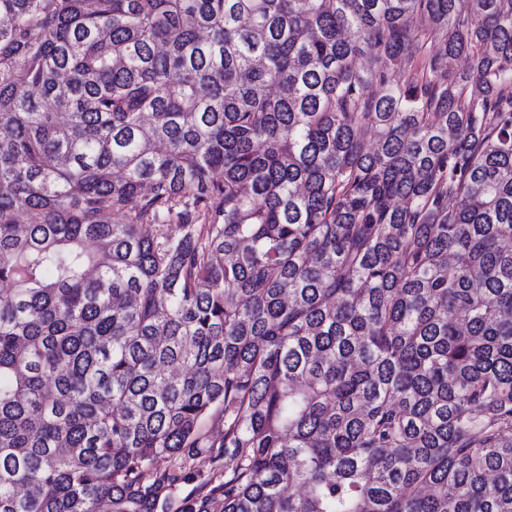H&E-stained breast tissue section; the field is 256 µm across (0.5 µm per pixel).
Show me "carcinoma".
Here are the masks:
<instances>
[{"label":"carcinoma","mask_w":512,"mask_h":512,"mask_svg":"<svg viewBox=\"0 0 512 512\" xmlns=\"http://www.w3.org/2000/svg\"><path fill=\"white\" fill-rule=\"evenodd\" d=\"M216 504L512 512V0H0V512Z\"/></svg>","instance_id":"1"}]
</instances>
